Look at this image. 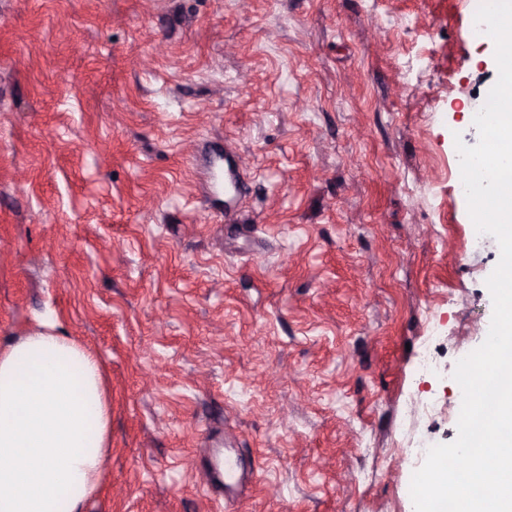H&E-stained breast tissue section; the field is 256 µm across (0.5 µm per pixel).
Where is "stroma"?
Masks as SVG:
<instances>
[{"mask_svg":"<svg viewBox=\"0 0 512 512\" xmlns=\"http://www.w3.org/2000/svg\"><path fill=\"white\" fill-rule=\"evenodd\" d=\"M471 3L0 0V348L103 363L82 512H411L398 447L456 439L500 259L456 191L498 79ZM228 141L242 202L193 173ZM218 452L256 472L232 505Z\"/></svg>","mask_w":512,"mask_h":512,"instance_id":"stroma-1","label":"stroma"}]
</instances>
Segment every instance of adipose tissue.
<instances>
[{
  "label": "adipose tissue",
  "instance_id": "1",
  "mask_svg": "<svg viewBox=\"0 0 512 512\" xmlns=\"http://www.w3.org/2000/svg\"><path fill=\"white\" fill-rule=\"evenodd\" d=\"M109 419L101 363L76 341L43 329L0 351V512H80Z\"/></svg>",
  "mask_w": 512,
  "mask_h": 512
}]
</instances>
